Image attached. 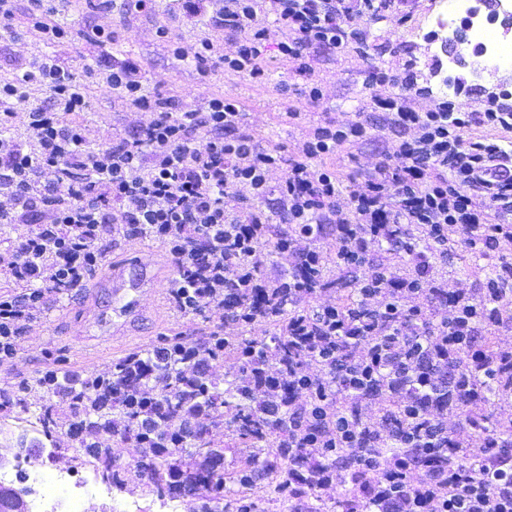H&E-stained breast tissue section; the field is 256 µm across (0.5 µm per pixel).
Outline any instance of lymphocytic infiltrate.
<instances>
[{"instance_id": "f902f5d3", "label": "lymphocytic infiltrate", "mask_w": 512, "mask_h": 512, "mask_svg": "<svg viewBox=\"0 0 512 512\" xmlns=\"http://www.w3.org/2000/svg\"><path fill=\"white\" fill-rule=\"evenodd\" d=\"M264 1L176 0L185 17L211 8V26L239 42L226 52L208 37L171 41L174 59L204 76L220 68L260 83L273 56L306 75L316 49H370L367 0H272L273 29L261 20ZM66 2L28 0L43 40L65 37L57 16ZM104 75L147 119L101 142L90 137L85 84L56 55L32 57L0 83V224L20 227L0 250L9 284L0 289V365L16 361L30 325L86 287L117 242L161 245L176 311L212 312L220 323L195 346L166 341L103 373L39 371L53 403L87 409L65 429L74 446L99 447L107 421L114 436L159 455L188 447L223 404L212 369L231 357L241 407L260 413L261 442L335 458L320 489L344 492L352 473L355 498L371 512H512V437L491 428L476 446L446 422L463 407L487 409L486 377L512 401V345L498 340L512 332V148L496 139L512 133V91L480 112L450 100L421 112L415 102L430 89L413 73H370L388 88L370 109L396 147L368 179L347 184L334 159L367 140V121L325 119L286 155L245 127L233 97L177 111L146 93L136 62ZM34 85L54 111L30 102ZM18 117L24 141L12 133ZM460 247L497 260L478 287L443 273ZM327 290L335 299L318 302ZM278 323L288 356L274 363L278 336L251 335ZM231 336L241 339L232 349ZM464 453L468 469L443 466Z\"/></svg>"}]
</instances>
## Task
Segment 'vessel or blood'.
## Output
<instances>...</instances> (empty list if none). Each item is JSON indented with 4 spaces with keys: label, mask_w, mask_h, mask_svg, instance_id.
<instances>
[{
    "label": "vessel or blood",
    "mask_w": 512,
    "mask_h": 512,
    "mask_svg": "<svg viewBox=\"0 0 512 512\" xmlns=\"http://www.w3.org/2000/svg\"><path fill=\"white\" fill-rule=\"evenodd\" d=\"M153 265V254L140 253L126 263L113 266L105 279L100 281V288L112 299L111 314L100 313L95 317V324L101 332L122 336L137 322L142 314L138 292L157 284L152 272Z\"/></svg>",
    "instance_id": "b4317fda"
}]
</instances>
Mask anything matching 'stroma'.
<instances>
[{"mask_svg":"<svg viewBox=\"0 0 512 512\" xmlns=\"http://www.w3.org/2000/svg\"><path fill=\"white\" fill-rule=\"evenodd\" d=\"M441 10L440 0H407L403 11L398 13L379 10L367 22L371 46L368 56L317 51L314 72L308 78L296 75L293 66L275 59L269 64L265 82L256 83L248 77L220 70L204 79L198 75L194 63L173 58L169 45L156 35L158 26L168 25L187 44L212 31L204 22L182 19L174 0H157L153 13L124 19L102 11H89L84 0H71L60 15L71 31L107 23L116 32L114 41L94 45L77 39L50 45L34 32L25 33L18 43L0 41V82L12 78L20 58L55 52L90 86L91 130H127L137 123L138 117L118 104L101 73L111 62L133 60L143 66L147 88L171 97L176 107L201 104L212 94L236 97L243 105L249 127L263 144L289 152L306 137L312 124L329 117L343 121L368 118L372 96L384 91L383 86L368 84L367 76L373 69L413 71L419 84L433 91L432 97L418 101L417 108L422 112L434 108L441 98L454 96L460 98L468 111L477 112L489 93L512 85V64L498 65L488 60L477 74L468 66L450 68L449 58L455 54V46H442L424 32L427 21ZM447 68L451 69L455 81L462 83V92L443 85L439 73ZM284 80L293 86L285 94L279 89ZM309 80L324 89L325 98L320 103H309L298 92L299 85ZM290 108L302 111L303 119H282V112ZM392 146V141L376 134L359 147L342 151L336 163L345 176L361 181L373 173L381 153ZM143 251L154 253L160 281L156 287L141 292L143 316L135 330L119 337L98 334L91 321L99 310L110 308L112 301L105 294L93 296L91 288H84L74 298L51 302L43 318L30 326L19 359L0 366V403L11 397L15 385L35 378L42 368L60 363L67 368L102 372L112 361L167 340L188 347L196 345L218 324L219 317L215 314L188 318L174 310L166 288L171 267L162 247L154 241L140 239L113 244L108 261L122 263ZM48 403V397L41 391L31 390L25 396L23 409L0 410V453L9 456L23 448L31 461H38L41 444L34 438V415ZM227 419V414L217 413L212 441L223 448L222 466L229 473L238 465L255 460L256 449L249 440L226 434Z\"/></svg>","mask_w":512,"mask_h":512,"instance_id":"stroma-1","label":"stroma"}]
</instances>
